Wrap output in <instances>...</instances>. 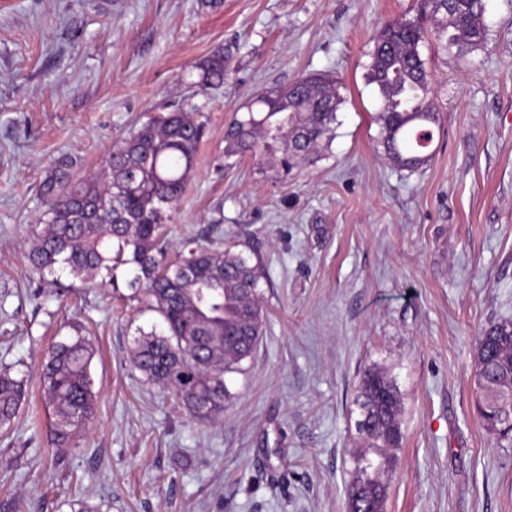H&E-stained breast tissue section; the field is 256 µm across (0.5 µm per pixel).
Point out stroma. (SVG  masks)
<instances>
[{
	"mask_svg": "<svg viewBox=\"0 0 512 512\" xmlns=\"http://www.w3.org/2000/svg\"><path fill=\"white\" fill-rule=\"evenodd\" d=\"M429 0H0V369L26 398L0 430V502L16 512H348L360 378L386 369L403 398L385 512H512V437L474 409L477 337L512 322V0H487L484 48L460 57L426 39L441 132L428 165L391 166L377 147L368 82L383 22ZM224 83L187 87L215 51ZM336 80L335 137L280 176L246 157L224 166V127L256 93L309 73ZM195 106L207 122L170 224L261 258L265 334L227 375L223 416L189 417L132 369L155 313L112 287L25 259L62 156L95 172L117 140ZM86 327L96 412L75 447H51L46 348Z\"/></svg>",
	"mask_w": 512,
	"mask_h": 512,
	"instance_id": "1",
	"label": "stroma"
}]
</instances>
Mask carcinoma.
<instances>
[{"label":"carcinoma","instance_id":"obj_1","mask_svg":"<svg viewBox=\"0 0 512 512\" xmlns=\"http://www.w3.org/2000/svg\"><path fill=\"white\" fill-rule=\"evenodd\" d=\"M432 29L397 19L374 39L369 82L380 109L378 143L399 170L415 172L432 157L428 143L439 126L431 82L420 45H438L466 57L486 38V0H431ZM226 60L219 50L195 66L188 88L204 92L224 84ZM340 104L336 82L310 74L288 87L252 96L224 130V158L267 160L284 176L311 164L330 141ZM205 125L180 105L149 119L115 142L102 175L79 177L73 161L59 159L43 180L46 210L33 231L26 258L40 273L66 269L86 288L118 287L128 275L129 298L156 313L163 330L143 335L129 362L147 380L170 389L186 412L210 421L230 396L224 376L241 371L266 329L260 259L228 247L188 243L169 259L165 224L184 193L197 162ZM47 352L42 368L44 400L51 411V445H74L95 404L90 364L95 351L78 323ZM474 405L483 428L505 437L498 415L512 408V323H495L478 336ZM24 397L23 382L0 371V428H10ZM356 405V431L363 449L347 488L349 512H383L388 475L401 447L402 399L395 380L381 368L366 369Z\"/></svg>","mask_w":512,"mask_h":512}]
</instances>
